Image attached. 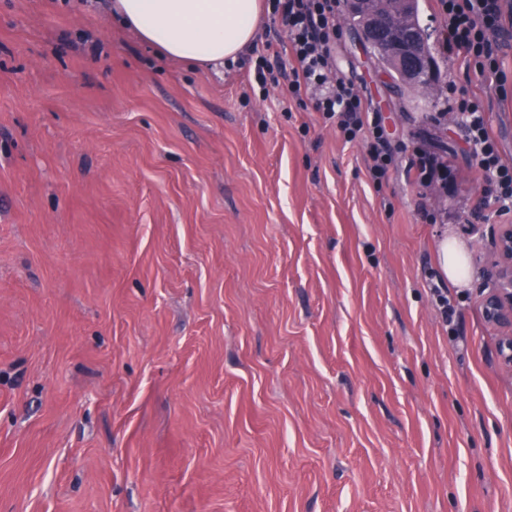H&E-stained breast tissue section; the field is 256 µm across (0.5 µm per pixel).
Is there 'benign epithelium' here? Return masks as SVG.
Listing matches in <instances>:
<instances>
[{"instance_id":"obj_1","label":"benign epithelium","mask_w":512,"mask_h":512,"mask_svg":"<svg viewBox=\"0 0 512 512\" xmlns=\"http://www.w3.org/2000/svg\"><path fill=\"white\" fill-rule=\"evenodd\" d=\"M347 15L356 22L363 42L373 48L384 68L403 86L430 89L435 65L427 51L428 33L416 22L417 0H345ZM495 278L484 284L486 319L512 326V225H500Z\"/></svg>"}]
</instances>
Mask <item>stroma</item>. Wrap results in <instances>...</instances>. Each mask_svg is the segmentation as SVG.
<instances>
[{
	"label": "stroma",
	"mask_w": 512,
	"mask_h": 512,
	"mask_svg": "<svg viewBox=\"0 0 512 512\" xmlns=\"http://www.w3.org/2000/svg\"><path fill=\"white\" fill-rule=\"evenodd\" d=\"M105 0H0V512H512V370L483 313L499 215L473 89L418 0L437 93L338 14V77L447 192L245 70L167 58ZM512 164V91L484 87ZM472 276L428 289L439 246ZM405 168L407 173L414 172L416 181L425 187L438 183L448 189V160L435 151L414 146ZM428 276L431 281L430 291L434 298L436 307L442 319L446 323L451 324L456 314L454 300L452 297L448 295V288H444L439 284H435L432 282L433 278L435 277V272L429 271Z\"/></svg>",
	"instance_id": "1"
}]
</instances>
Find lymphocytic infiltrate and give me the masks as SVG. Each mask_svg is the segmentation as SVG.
<instances>
[{"mask_svg": "<svg viewBox=\"0 0 512 512\" xmlns=\"http://www.w3.org/2000/svg\"><path fill=\"white\" fill-rule=\"evenodd\" d=\"M288 34L291 59L286 69L273 71L264 52L254 60V80L259 87L286 78L292 92L310 91L313 109L323 120L335 123L345 142L363 144L371 164L368 175L381 187L398 154H407V172L423 186L448 184V161L422 146H392L382 118L357 86L335 76L331 50L336 43L337 0H268ZM448 51L473 61L482 78L499 74L503 44V0H439ZM456 111L477 165L489 186L500 214L512 213V165L503 161L500 144L481 105L459 99Z\"/></svg>", "mask_w": 512, "mask_h": 512, "instance_id": "f902f5d3", "label": "lymphocytic infiltrate"}]
</instances>
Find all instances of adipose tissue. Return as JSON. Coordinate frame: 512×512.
Returning <instances> with one entry per match:
<instances>
[{"instance_id":"ef3b65f1","label":"adipose tissue","mask_w":512,"mask_h":512,"mask_svg":"<svg viewBox=\"0 0 512 512\" xmlns=\"http://www.w3.org/2000/svg\"><path fill=\"white\" fill-rule=\"evenodd\" d=\"M262 0H112L111 12L142 42L173 59L221 67L255 44Z\"/></svg>"}]
</instances>
